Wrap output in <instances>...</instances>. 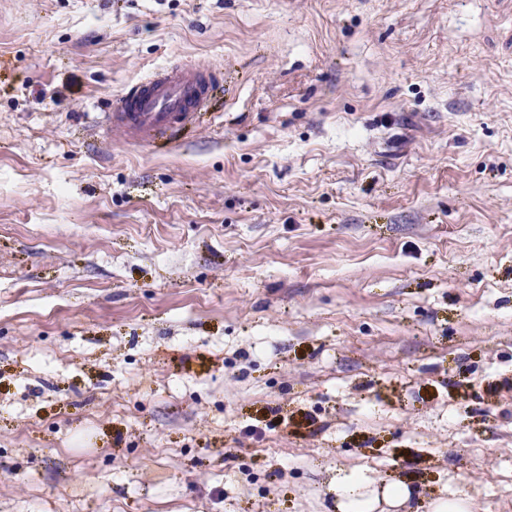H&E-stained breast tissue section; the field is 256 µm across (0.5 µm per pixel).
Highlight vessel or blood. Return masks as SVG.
<instances>
[{"label": "vessel or blood", "mask_w": 512, "mask_h": 512, "mask_svg": "<svg viewBox=\"0 0 512 512\" xmlns=\"http://www.w3.org/2000/svg\"><path fill=\"white\" fill-rule=\"evenodd\" d=\"M216 80L208 68L177 64L129 85L105 114L113 140L157 147L197 128Z\"/></svg>", "instance_id": "vessel-or-blood-1"}]
</instances>
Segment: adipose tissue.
<instances>
[{"label":"adipose tissue","instance_id":"obj_1","mask_svg":"<svg viewBox=\"0 0 512 512\" xmlns=\"http://www.w3.org/2000/svg\"><path fill=\"white\" fill-rule=\"evenodd\" d=\"M336 512H407L413 489L392 481L376 485L366 474L351 472L337 478Z\"/></svg>","mask_w":512,"mask_h":512}]
</instances>
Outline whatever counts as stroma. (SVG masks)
<instances>
[{
	"label": "stroma",
	"instance_id": "1",
	"mask_svg": "<svg viewBox=\"0 0 512 512\" xmlns=\"http://www.w3.org/2000/svg\"><path fill=\"white\" fill-rule=\"evenodd\" d=\"M223 77L164 149L93 128ZM512 512V0H0V512ZM217 86L208 68L177 64L129 85L104 112L112 141L157 147L179 139L199 125ZM336 512H413L409 503L414 489L404 482H387L379 487L366 474L351 472L336 478ZM382 503L385 507H382ZM472 503L464 490L449 496H437L430 503L431 512H470Z\"/></svg>",
	"mask_w": 512,
	"mask_h": 512
}]
</instances>
